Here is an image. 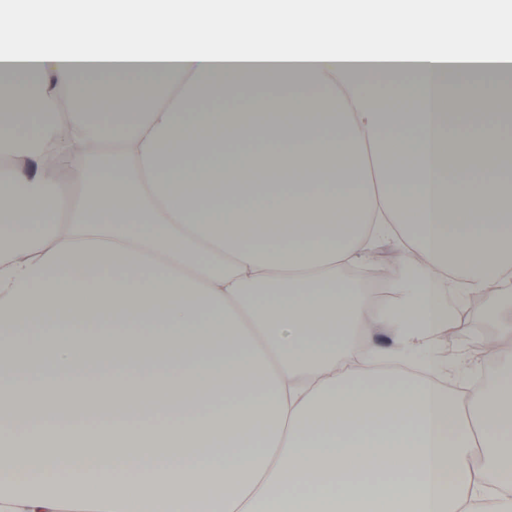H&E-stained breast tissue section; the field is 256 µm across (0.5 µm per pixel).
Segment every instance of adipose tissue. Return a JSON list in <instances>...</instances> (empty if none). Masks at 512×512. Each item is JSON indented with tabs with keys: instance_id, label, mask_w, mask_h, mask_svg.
Segmentation results:
<instances>
[{
	"instance_id": "1",
	"label": "adipose tissue",
	"mask_w": 512,
	"mask_h": 512,
	"mask_svg": "<svg viewBox=\"0 0 512 512\" xmlns=\"http://www.w3.org/2000/svg\"><path fill=\"white\" fill-rule=\"evenodd\" d=\"M459 2L0 11V143L112 142L77 193L0 165V512H512V25ZM386 241L375 306L336 271ZM486 291L497 376L461 394L434 343ZM378 327L422 368L353 355Z\"/></svg>"
}]
</instances>
